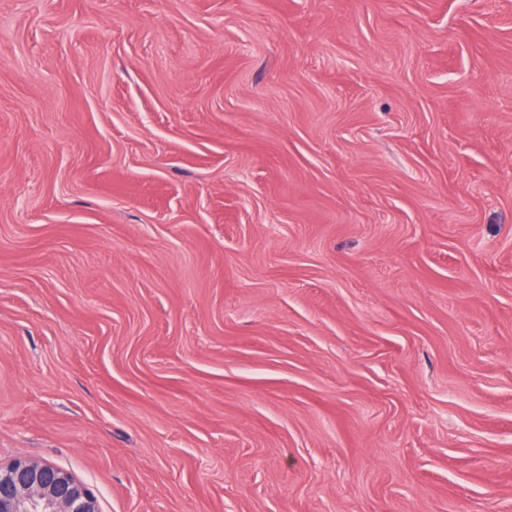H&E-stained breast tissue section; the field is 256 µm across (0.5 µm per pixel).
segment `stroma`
<instances>
[{
    "mask_svg": "<svg viewBox=\"0 0 512 512\" xmlns=\"http://www.w3.org/2000/svg\"><path fill=\"white\" fill-rule=\"evenodd\" d=\"M99 512H512V0H0V462Z\"/></svg>",
    "mask_w": 512,
    "mask_h": 512,
    "instance_id": "stroma-1",
    "label": "stroma"
}]
</instances>
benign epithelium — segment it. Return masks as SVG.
<instances>
[{
	"label": "benign epithelium",
	"mask_w": 512,
	"mask_h": 512,
	"mask_svg": "<svg viewBox=\"0 0 512 512\" xmlns=\"http://www.w3.org/2000/svg\"><path fill=\"white\" fill-rule=\"evenodd\" d=\"M0 512H99L93 493L47 461L0 463Z\"/></svg>",
	"instance_id": "1"
}]
</instances>
